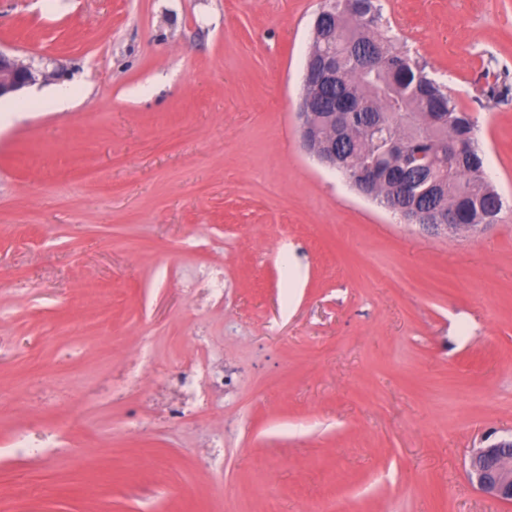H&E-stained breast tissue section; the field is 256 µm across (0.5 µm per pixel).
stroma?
<instances>
[{
    "label": "stroma",
    "mask_w": 512,
    "mask_h": 512,
    "mask_svg": "<svg viewBox=\"0 0 512 512\" xmlns=\"http://www.w3.org/2000/svg\"><path fill=\"white\" fill-rule=\"evenodd\" d=\"M320 3L0 0V50L62 69L0 99V512H512L468 475L512 437V95L482 94L512 0H380L504 201L457 238L301 149ZM59 83L74 106L36 107ZM219 363L171 418L177 373ZM190 288H202L207 295L224 294V271L205 270L201 276L190 285Z\"/></svg>",
    "instance_id": "1"
}]
</instances>
